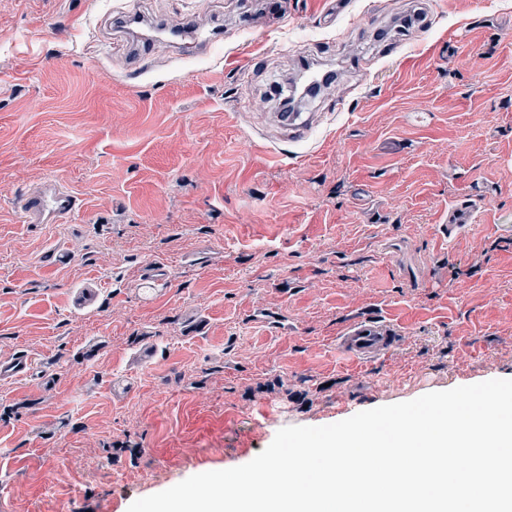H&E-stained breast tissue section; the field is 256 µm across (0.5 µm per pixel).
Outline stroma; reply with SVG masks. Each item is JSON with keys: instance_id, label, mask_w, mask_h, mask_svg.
<instances>
[{"instance_id": "obj_1", "label": "stroma", "mask_w": 512, "mask_h": 512, "mask_svg": "<svg viewBox=\"0 0 512 512\" xmlns=\"http://www.w3.org/2000/svg\"><path fill=\"white\" fill-rule=\"evenodd\" d=\"M346 2L0 0V363L30 362L0 377V512H127L283 427L512 379V0L391 39L411 0ZM307 58L338 79L297 139L274 87ZM49 179L79 209L20 223ZM361 318L402 334L362 366ZM474 220V210L467 202H455L448 206V242L457 233L467 230Z\"/></svg>"}]
</instances>
